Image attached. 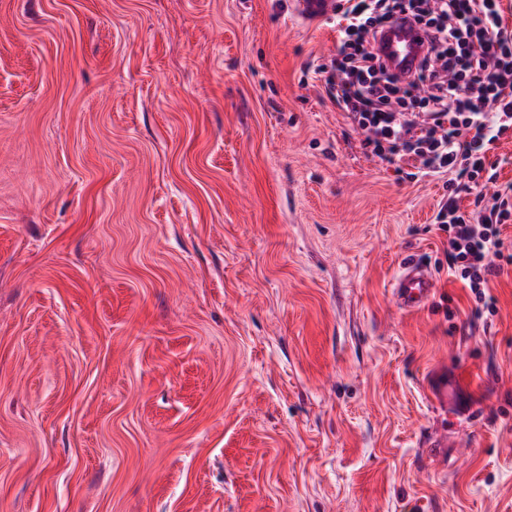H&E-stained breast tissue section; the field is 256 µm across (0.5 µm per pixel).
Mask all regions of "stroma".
<instances>
[{"label": "stroma", "instance_id": "stroma-1", "mask_svg": "<svg viewBox=\"0 0 512 512\" xmlns=\"http://www.w3.org/2000/svg\"><path fill=\"white\" fill-rule=\"evenodd\" d=\"M337 45L290 0H0V512H512V264L475 317ZM434 289L435 279L431 272L408 262L401 268L391 291L396 305L401 310L413 311L432 295ZM425 390L438 412L467 418L473 413L472 400L461 374L448 364L435 368L427 377Z\"/></svg>", "mask_w": 512, "mask_h": 512}]
</instances>
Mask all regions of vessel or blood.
<instances>
[{"instance_id": "1", "label": "vessel or blood", "mask_w": 512, "mask_h": 512, "mask_svg": "<svg viewBox=\"0 0 512 512\" xmlns=\"http://www.w3.org/2000/svg\"><path fill=\"white\" fill-rule=\"evenodd\" d=\"M339 0H292L295 16L305 25L314 27L336 15ZM423 29L411 17L402 16L377 34L373 52L398 76L407 77L417 69L425 53ZM435 279L426 268L405 263L392 284L396 305L404 311L421 306L433 293ZM426 393L437 411L467 418L473 413L472 400L461 374L447 366L435 368L425 382Z\"/></svg>"}]
</instances>
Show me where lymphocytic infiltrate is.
<instances>
[{"label": "lymphocytic infiltrate", "mask_w": 512, "mask_h": 512, "mask_svg": "<svg viewBox=\"0 0 512 512\" xmlns=\"http://www.w3.org/2000/svg\"><path fill=\"white\" fill-rule=\"evenodd\" d=\"M420 23L426 53L402 79L372 52L376 33L402 15ZM339 47L331 66H318L325 91L364 135L377 157L393 154L424 176L453 173L472 185L495 183L491 146L512 130V30L501 0H342ZM448 268L477 309L494 310L486 290L499 261L512 262L501 227L512 221V184L477 194L472 212L441 207Z\"/></svg>", "instance_id": "1"}]
</instances>
